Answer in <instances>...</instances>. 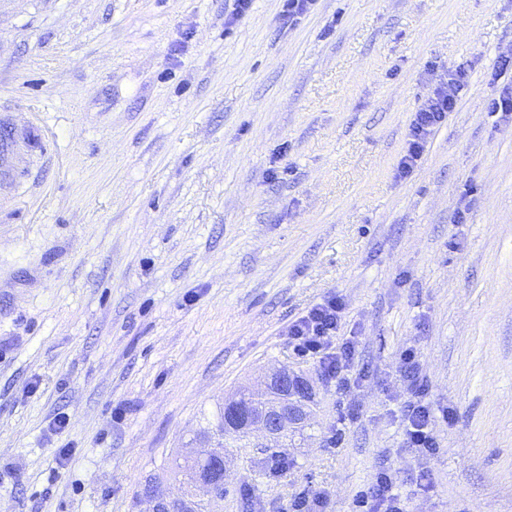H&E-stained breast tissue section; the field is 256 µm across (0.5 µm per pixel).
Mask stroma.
I'll list each match as a JSON object with an SVG mask.
<instances>
[{
    "mask_svg": "<svg viewBox=\"0 0 512 512\" xmlns=\"http://www.w3.org/2000/svg\"><path fill=\"white\" fill-rule=\"evenodd\" d=\"M233 8L0 0V120L38 140L0 182V512H145L146 477L274 366L313 380L314 413L284 451L225 449L222 512L318 489L358 512L383 467L408 512H512V115L490 109L512 0H318L292 27L281 0ZM462 62L399 177L413 112ZM330 296L347 391L288 342ZM466 78L467 70L464 64L458 65L455 69H449L448 81L441 82L435 87L426 96L421 107L413 113L406 146L397 164L400 177L409 176L418 166L435 129L447 121L449 112L454 111ZM399 372L412 399L405 406L404 432L410 448L421 454H432L439 444L432 429L433 413L425 402L428 384L423 375L418 351L414 346L403 349L399 356Z\"/></svg>",
    "mask_w": 512,
    "mask_h": 512,
    "instance_id": "stroma-1",
    "label": "stroma"
}]
</instances>
